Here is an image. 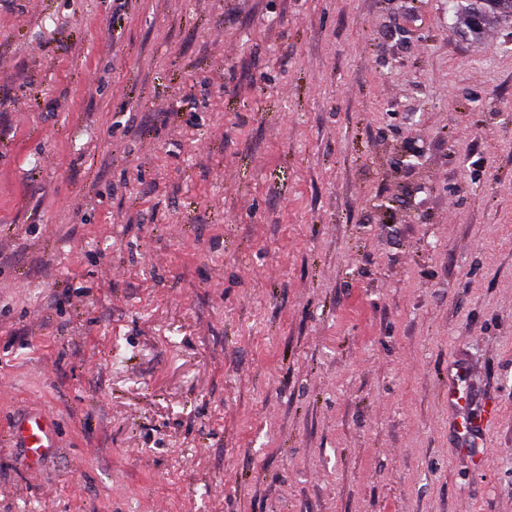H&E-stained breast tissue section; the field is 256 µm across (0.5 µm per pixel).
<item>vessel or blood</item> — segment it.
Masks as SVG:
<instances>
[{
    "mask_svg": "<svg viewBox=\"0 0 512 512\" xmlns=\"http://www.w3.org/2000/svg\"><path fill=\"white\" fill-rule=\"evenodd\" d=\"M475 387V375L469 362L459 358L449 363L448 427L460 448L473 447L483 439L482 427L465 415ZM13 437L35 459L53 452L58 446L54 418L46 410H35L24 416L14 426Z\"/></svg>",
    "mask_w": 512,
    "mask_h": 512,
    "instance_id": "b4317fda",
    "label": "vessel or blood"
}]
</instances>
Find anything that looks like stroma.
Wrapping results in <instances>:
<instances>
[{
  "instance_id": "35a3bbf8",
  "label": "stroma",
  "mask_w": 512,
  "mask_h": 512,
  "mask_svg": "<svg viewBox=\"0 0 512 512\" xmlns=\"http://www.w3.org/2000/svg\"><path fill=\"white\" fill-rule=\"evenodd\" d=\"M0 512H512V19L0 0ZM476 387L473 366L459 358L448 364V427L458 448H472L483 440V428L465 415ZM13 437L20 448H27L34 459L58 448L54 418L48 410L29 412L14 426Z\"/></svg>"
}]
</instances>
